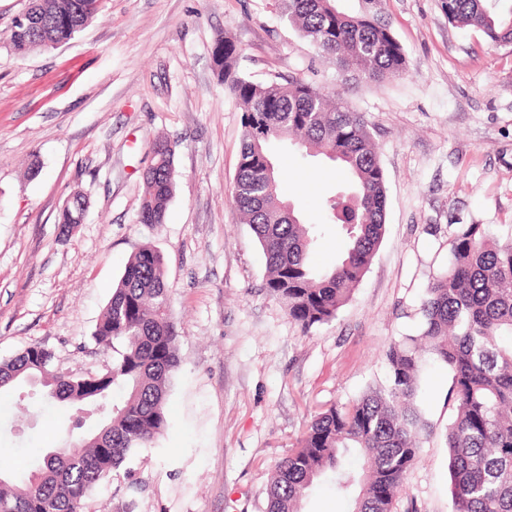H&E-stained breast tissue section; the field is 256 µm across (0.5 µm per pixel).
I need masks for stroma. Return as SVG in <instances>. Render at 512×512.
Segmentation results:
<instances>
[{"label": "stroma", "mask_w": 512, "mask_h": 512, "mask_svg": "<svg viewBox=\"0 0 512 512\" xmlns=\"http://www.w3.org/2000/svg\"><path fill=\"white\" fill-rule=\"evenodd\" d=\"M29 0H0V360L38 344L59 370L112 363L95 327L128 258L165 257L178 330L170 427L140 449L86 512H264L276 464L314 414L383 384L386 346L417 335L428 284L461 224L512 234V44L452 25L447 0H336L375 12L408 70L382 87L341 71L283 18L275 0H101L97 16L54 48L16 53L7 34ZM227 36L255 82H317L362 113L387 187L384 240L351 300L303 332L265 287V259L230 197L242 114L218 78ZM177 145L166 221L138 220L142 174L158 138ZM282 196L322 227L311 259L335 266L343 241L323 218L344 174L289 143L270 147ZM88 207L63 234L73 192ZM447 369L426 356L417 405L426 423L393 512H451ZM21 383L0 395V463L21 474L63 443L68 408Z\"/></svg>", "instance_id": "1"}]
</instances>
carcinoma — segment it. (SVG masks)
Returning <instances> with one entry per match:
<instances>
[{"instance_id":"cac0c4a2","label":"carcinoma","mask_w":512,"mask_h":512,"mask_svg":"<svg viewBox=\"0 0 512 512\" xmlns=\"http://www.w3.org/2000/svg\"><path fill=\"white\" fill-rule=\"evenodd\" d=\"M277 2L322 53L357 69L367 82L384 84L405 74V50L378 14L347 16L335 0ZM98 6L99 0H30L27 13L35 21L27 29L12 27L8 40L19 54L56 46L88 25ZM448 22L478 28L494 47L512 44V0H448ZM240 58L231 38L216 40L217 74L242 112L231 199L262 248L264 288L308 332L336 318L381 246L385 175L368 122L341 97L303 79L253 82L241 72ZM282 140L349 176L350 202L326 199L345 242L329 270L310 260L318 225L306 223L280 195L269 145ZM174 155L171 142L154 144L153 163L143 175L141 224L165 223ZM70 199L57 216L63 228L75 223V206L86 207L84 194ZM451 253L448 270L426 289L420 333L385 351L386 384L314 415L271 475L266 512H298L324 475L347 498L349 512H392L395 491L420 449L423 421L415 398L425 351L448 368V397L457 408L446 433L452 512H512V238L500 242L483 224H461ZM164 265L163 254L150 247L126 261L93 333L99 345H120L105 371H60L53 352L37 344L0 362V390L34 376L45 398L103 418L94 434L63 453L39 455L21 478L0 466V512H83L100 483L167 431L166 399L179 357ZM116 390L124 397L114 403Z\"/></svg>"}]
</instances>
